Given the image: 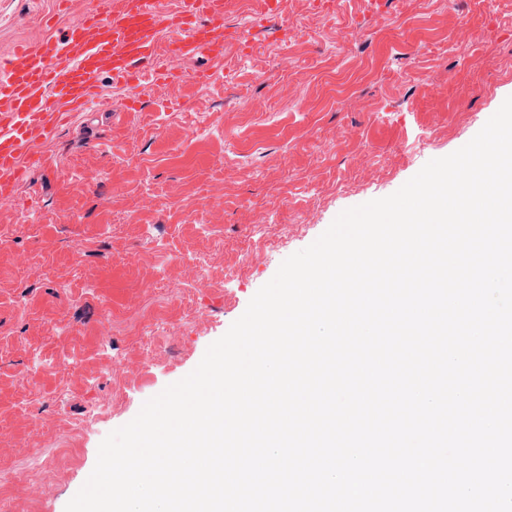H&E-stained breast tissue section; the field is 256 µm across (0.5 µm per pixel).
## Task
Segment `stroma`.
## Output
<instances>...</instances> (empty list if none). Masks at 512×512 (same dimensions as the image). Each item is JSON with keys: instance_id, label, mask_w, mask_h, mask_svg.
Segmentation results:
<instances>
[{"instance_id": "1", "label": "stroma", "mask_w": 512, "mask_h": 512, "mask_svg": "<svg viewBox=\"0 0 512 512\" xmlns=\"http://www.w3.org/2000/svg\"><path fill=\"white\" fill-rule=\"evenodd\" d=\"M93 6L0 0V57ZM259 9L234 0L224 26L247 30V48L182 60L179 81L133 94L103 81L106 111L60 127L53 164L0 202L11 512H65L101 441L193 371L286 258L467 144L512 96V0H283L252 24ZM286 24L298 39H279Z\"/></svg>"}]
</instances>
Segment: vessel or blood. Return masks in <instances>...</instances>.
Segmentation results:
<instances>
[{"label":"vessel or blood","instance_id":"b4317fda","mask_svg":"<svg viewBox=\"0 0 512 512\" xmlns=\"http://www.w3.org/2000/svg\"><path fill=\"white\" fill-rule=\"evenodd\" d=\"M231 0H95L62 35L24 42L0 59V200H10L69 118L99 106L102 76L136 89L146 75L172 81L177 61L223 57L246 33L224 31Z\"/></svg>","mask_w":512,"mask_h":512}]
</instances>
